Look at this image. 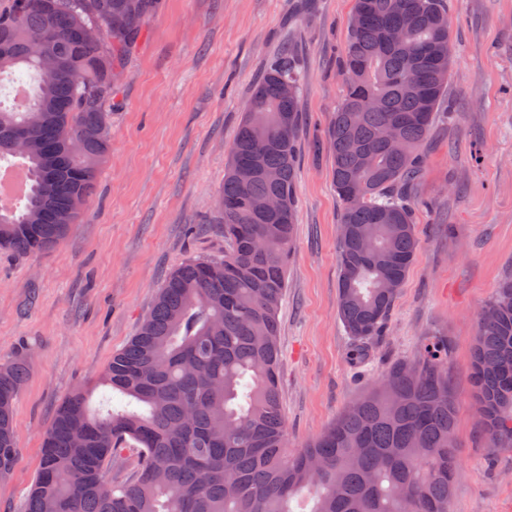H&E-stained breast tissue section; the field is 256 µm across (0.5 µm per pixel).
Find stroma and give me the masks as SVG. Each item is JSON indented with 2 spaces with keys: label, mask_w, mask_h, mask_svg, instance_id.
I'll return each mask as SVG.
<instances>
[{
  "label": "stroma",
  "mask_w": 512,
  "mask_h": 512,
  "mask_svg": "<svg viewBox=\"0 0 512 512\" xmlns=\"http://www.w3.org/2000/svg\"><path fill=\"white\" fill-rule=\"evenodd\" d=\"M355 0H162L130 51L112 147L79 220L52 251H0V362L22 359L17 454L0 512H24L58 405L93 385L166 279L224 254L216 199L254 83L290 47L299 96L296 221L279 311L288 450L319 435L426 338L448 337L460 466L453 512H512V446L490 447L469 378L482 307L512 276V0H449L456 51L446 117L412 191L419 247L367 370L347 362L338 318L341 202L328 131Z\"/></svg>",
  "instance_id": "stroma-1"
}]
</instances>
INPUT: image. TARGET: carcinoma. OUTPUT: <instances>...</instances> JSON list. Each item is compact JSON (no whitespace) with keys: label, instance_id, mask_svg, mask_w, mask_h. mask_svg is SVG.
Listing matches in <instances>:
<instances>
[{"label":"carcinoma","instance_id":"obj_1","mask_svg":"<svg viewBox=\"0 0 512 512\" xmlns=\"http://www.w3.org/2000/svg\"><path fill=\"white\" fill-rule=\"evenodd\" d=\"M10 0L0 10V76L33 78L20 108L0 105V162L22 161L24 207H0V250L33 256L77 222L111 148L123 56L161 0ZM402 30L397 43L387 34ZM448 0H356L344 94L328 147L341 201L338 316L362 364L388 325L418 240L410 194L419 152L448 90ZM302 75L289 49L254 84L217 205L224 257H190L98 378L58 406L42 438L26 512H450L459 461L450 342L428 338L394 363L318 437L285 453L278 310L295 220ZM275 197L283 210L254 204ZM20 359L0 364V475L17 451ZM474 397L493 446L512 441V276L479 314ZM132 451V479L98 491L112 458Z\"/></svg>","mask_w":512,"mask_h":512}]
</instances>
